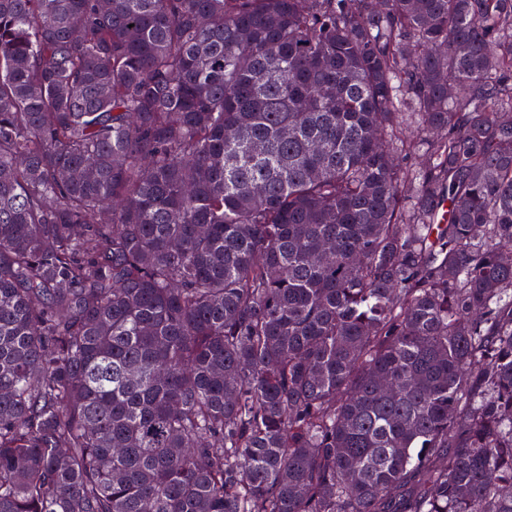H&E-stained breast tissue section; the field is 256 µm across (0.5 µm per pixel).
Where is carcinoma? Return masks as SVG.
Instances as JSON below:
<instances>
[{
  "label": "carcinoma",
  "instance_id": "cac0c4a2",
  "mask_svg": "<svg viewBox=\"0 0 512 512\" xmlns=\"http://www.w3.org/2000/svg\"><path fill=\"white\" fill-rule=\"evenodd\" d=\"M0 512H512V0H0Z\"/></svg>",
  "mask_w": 512,
  "mask_h": 512
}]
</instances>
